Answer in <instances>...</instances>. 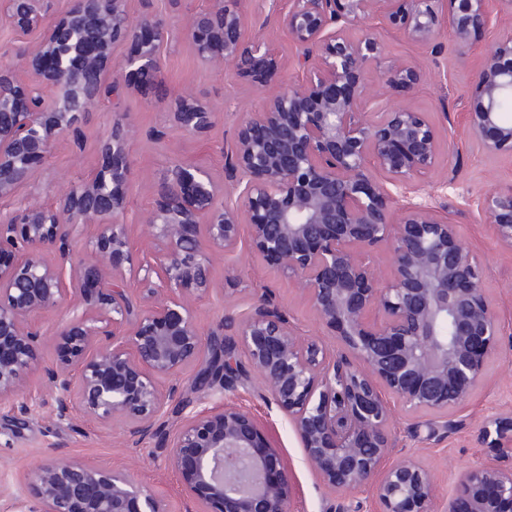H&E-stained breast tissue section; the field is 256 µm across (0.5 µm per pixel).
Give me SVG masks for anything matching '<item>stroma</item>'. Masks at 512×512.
<instances>
[{
  "instance_id": "1",
  "label": "stroma",
  "mask_w": 512,
  "mask_h": 512,
  "mask_svg": "<svg viewBox=\"0 0 512 512\" xmlns=\"http://www.w3.org/2000/svg\"><path fill=\"white\" fill-rule=\"evenodd\" d=\"M210 5L211 0H125L132 17L148 14L170 25L171 36L160 50V71L148 81L103 95L80 129L57 141L49 161L30 182L13 196L0 199V217L34 200L53 201L65 184L98 172L107 163L102 144L118 123L126 130L132 169L127 209L120 220L127 224L135 243L143 241L142 217L154 205L174 162L202 165L216 181H224V143L234 135L243 113L262 109L265 91L258 80L230 75L198 58L182 28L190 16ZM243 8L252 32L273 43L285 61L282 83L294 81L298 76L290 64L294 50L265 0H245ZM357 32L380 38L393 57L416 65L421 81L413 90H394L391 99L428 113L441 136L438 166L397 202L403 205L428 193L447 204L449 220L485 267L487 295L504 327L484 379L464 404L449 410L447 426L429 430V415L409 413L399 405L394 408L393 458L420 459L433 475L439 500L446 501L466 468L499 464L497 452L487 447L482 431L491 416L512 414V248L497 241L493 225L480 208L489 190L512 188V155L490 156L478 147L466 125L462 104L482 53L495 40L512 34V15L501 18L468 48L458 47L449 34H441L437 54L377 19L366 21ZM179 91L216 112V124L206 135L189 136L178 128L174 96ZM212 278V290L196 303L202 332L218 329L225 311L245 314L253 290L264 288L301 334L327 348L336 347L335 337L319 324L309 300L281 272L252 260L246 245L217 258ZM257 386V381L247 382L233 399L254 415L287 466L296 512H382L372 492H335L318 480L304 459L287 416L260 397ZM14 416L13 401H1L0 512H20L15 492L25 488L42 460L53 456L83 461L105 471L131 472L158 494L165 512H186L189 502L177 474L166 465L158 440L129 448L120 425L102 427L79 415L72 423L63 424L56 420L49 403L26 425H16Z\"/></svg>"
}]
</instances>
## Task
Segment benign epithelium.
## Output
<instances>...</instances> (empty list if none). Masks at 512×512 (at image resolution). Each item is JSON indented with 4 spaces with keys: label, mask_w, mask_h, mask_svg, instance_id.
Returning <instances> with one entry per match:
<instances>
[{
    "label": "benign epithelium",
    "mask_w": 512,
    "mask_h": 512,
    "mask_svg": "<svg viewBox=\"0 0 512 512\" xmlns=\"http://www.w3.org/2000/svg\"><path fill=\"white\" fill-rule=\"evenodd\" d=\"M125 0H71L48 21L43 0H0V14L21 32L40 30L38 51L17 67L0 65V199L43 166L60 136L75 131L112 71V47L130 42L121 64L136 81L161 68L170 29L151 15L132 18ZM238 0H214L183 31L206 61L267 84L283 64L271 44L250 33ZM296 50L300 78L266 93L224 146L226 188L203 168L175 163L143 219L146 256L118 221L131 176L123 130L103 145L107 166L62 187L56 205H26L0 220V401L16 402L26 421L40 405L28 385L38 371L60 422L74 403L100 424L120 423L128 447L160 438L190 512H291L293 487L276 449L243 407L186 417L167 429L165 408L181 374L197 367L196 392L233 390L245 376L243 352L261 395L288 414L307 464L328 488L370 490L383 512H434L436 486L417 459H388L392 407L446 414L463 404L486 372L503 335L486 294L478 256L440 214L445 205L397 193L435 169L439 134L425 113L390 105L396 87L420 79L412 64L388 57L377 37L352 36L357 23L382 19L433 51L442 31L469 45L497 17L487 0H267ZM372 68L370 87L355 78ZM186 134L214 125L210 108L175 97ZM466 122L489 154L512 155V36L481 58L467 96ZM387 175L378 181L374 172ZM482 210L498 240L512 248V193L492 190ZM88 225L94 259L75 263L70 243ZM248 228V254L279 269L336 335L330 353L292 325L265 290L252 292L245 316L224 313L203 334L195 304L212 287L218 255L232 253ZM385 246L391 274L371 258ZM64 311L58 359L41 364L34 318ZM483 437L512 461V416L488 421ZM37 512H163L148 486L123 472L50 458L39 464L27 497ZM446 512H512V465L476 466L460 478Z\"/></svg>",
    "instance_id": "obj_1"
}]
</instances>
